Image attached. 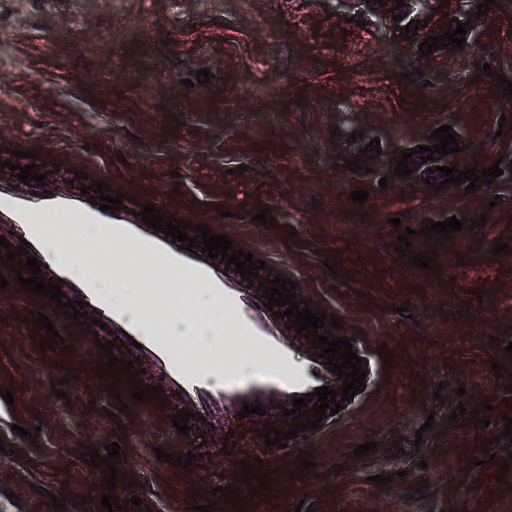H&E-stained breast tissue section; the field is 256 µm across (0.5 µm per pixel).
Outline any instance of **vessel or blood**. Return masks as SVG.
Instances as JSON below:
<instances>
[{"instance_id":"b4317fda","label":"vessel or blood","mask_w":512,"mask_h":512,"mask_svg":"<svg viewBox=\"0 0 512 512\" xmlns=\"http://www.w3.org/2000/svg\"><path fill=\"white\" fill-rule=\"evenodd\" d=\"M35 191L38 203L33 206L27 197L0 185V228H21L29 256L43 255L44 225L96 224L103 233L102 245L120 242L132 251L165 255L173 271L200 284L233 312L235 335L245 337L267 359L265 365L248 375L238 370V349H216L207 363L191 366L168 340L146 333L141 322L113 310L86 281L72 278L66 266L56 263L44 272L46 278L60 280L68 299L103 313L107 330L124 337V346L130 349L132 357L155 366L157 385L166 392L179 393L182 400L198 402L202 416L212 425L228 430L237 447L255 444L254 439L245 438L243 433L239 415L244 405H262L271 415L278 406L292 407L294 399L314 392L315 388L341 390V381L329 372L320 357H312L308 366L296 365L292 349L302 343V336L296 330L286 329L285 319L274 316L259 292L248 288L241 275L221 265L213 266L207 254L187 251L183 242L154 231L130 210L103 211L89 196L48 195L40 185Z\"/></svg>"}]
</instances>
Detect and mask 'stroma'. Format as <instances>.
<instances>
[{
	"instance_id": "1",
	"label": "stroma",
	"mask_w": 512,
	"mask_h": 512,
	"mask_svg": "<svg viewBox=\"0 0 512 512\" xmlns=\"http://www.w3.org/2000/svg\"><path fill=\"white\" fill-rule=\"evenodd\" d=\"M383 15L334 0H0V183L29 194L3 163L32 152L59 193L79 191V173L109 196L227 235L336 316L366 371L334 424L288 452L248 447L173 465L156 452L191 449L166 409L176 396L162 405L148 391L139 402L128 375H98L109 355L85 329L92 315L78 322L47 308L0 246V389L14 399L0 415V512H16L19 497L29 512H55V494L64 512H104L108 467L82 453L112 442L127 512H512V439L502 435L512 418V251L492 253L500 241L512 247V180L466 194L383 189L376 175L444 125L463 133L457 169L512 156V97L500 85L512 81V0H491L475 20L474 51L420 54L424 32L403 39ZM356 130L379 139L380 154L353 150ZM348 159L359 171L344 168ZM360 189L362 204L350 198ZM452 216L462 231L425 232ZM399 225L411 228L410 247H398ZM432 252V269L413 264ZM42 312L60 334L45 351ZM367 442L373 452L356 455ZM256 456L262 484L241 475ZM228 485L237 501L225 499Z\"/></svg>"
}]
</instances>
